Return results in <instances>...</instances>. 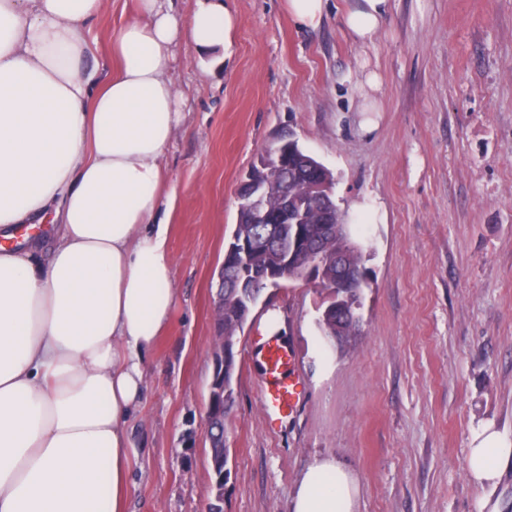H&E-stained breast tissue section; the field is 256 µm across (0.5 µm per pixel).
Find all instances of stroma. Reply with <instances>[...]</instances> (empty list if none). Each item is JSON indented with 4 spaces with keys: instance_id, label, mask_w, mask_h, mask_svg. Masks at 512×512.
Listing matches in <instances>:
<instances>
[{
    "instance_id": "35a3bbf8",
    "label": "stroma",
    "mask_w": 512,
    "mask_h": 512,
    "mask_svg": "<svg viewBox=\"0 0 512 512\" xmlns=\"http://www.w3.org/2000/svg\"><path fill=\"white\" fill-rule=\"evenodd\" d=\"M355 2L329 0L308 29L287 0H234L230 56L211 66L192 44L177 49L187 105L164 156L176 297L127 426L128 512H205L211 499L202 427L217 271L240 179L287 135L332 172L362 250L361 334L336 348L318 325L327 294L307 282L253 309L235 345L224 512H290L321 456L357 478L356 512H480L485 499L512 512V464L485 489L466 468L482 427L512 441V0H389L367 44L342 24ZM134 5L107 0L89 66L111 64ZM371 72L368 114L358 85ZM269 309L305 391L274 429L253 357Z\"/></svg>"
}]
</instances>
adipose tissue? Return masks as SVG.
Segmentation results:
<instances>
[{"instance_id": "1", "label": "adipose tissue", "mask_w": 512, "mask_h": 512, "mask_svg": "<svg viewBox=\"0 0 512 512\" xmlns=\"http://www.w3.org/2000/svg\"><path fill=\"white\" fill-rule=\"evenodd\" d=\"M105 0H0V512H127V422L176 288L161 210L162 159L185 101L176 49L233 45L232 0H139L112 40L115 69L90 71L86 33ZM388 0L344 17L370 42ZM53 218L45 260L11 246ZM512 443L485 427L467 471L492 486ZM357 478L330 457L306 467L290 512H355Z\"/></svg>"}]
</instances>
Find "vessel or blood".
<instances>
[{
  "mask_svg": "<svg viewBox=\"0 0 512 512\" xmlns=\"http://www.w3.org/2000/svg\"><path fill=\"white\" fill-rule=\"evenodd\" d=\"M267 378L260 387V404L268 420H276L300 406L303 390L298 382L285 378L284 371L291 353L282 345L270 341L261 352Z\"/></svg>",
  "mask_w": 512,
  "mask_h": 512,
  "instance_id": "vessel-or-blood-1",
  "label": "vessel or blood"
}]
</instances>
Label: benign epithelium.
I'll return each mask as SVG.
<instances>
[{
  "label": "benign epithelium",
  "mask_w": 512,
  "mask_h": 512,
  "mask_svg": "<svg viewBox=\"0 0 512 512\" xmlns=\"http://www.w3.org/2000/svg\"><path fill=\"white\" fill-rule=\"evenodd\" d=\"M291 160L306 168L311 175L309 193L304 198L288 194V163ZM269 181L277 182L281 187L282 204L275 213L264 204L266 183ZM332 188L333 180L326 169L301 152L297 141L291 137L280 140L274 149L266 151L258 160V169L249 170L238 185L237 214H244L249 223L264 227L286 224L288 231L280 230L273 236L263 229L249 238L232 237L225 248L224 262L218 272L219 289L213 302L218 336L212 351L213 374L208 386L202 428L203 437L209 444L213 471L210 491L214 495L215 504L210 506V512H223L219 503L224 501V485L228 479L224 424L229 419L233 405V401L224 393V369L235 355L233 346L224 345V276H229V280L234 283L232 296L235 301L251 311L263 290L282 287L288 281L289 273L298 268L304 256L315 255L317 261L310 266L308 275L314 278L317 276V267L333 266L336 268V280L332 296L348 293L355 281L365 279L364 272L347 267L340 253L322 252L304 227L309 206L314 203L322 215L323 235L341 233L343 223L333 199ZM270 251L276 252L274 263L263 267L252 264L254 256Z\"/></svg>",
  "instance_id": "obj_1"
}]
</instances>
